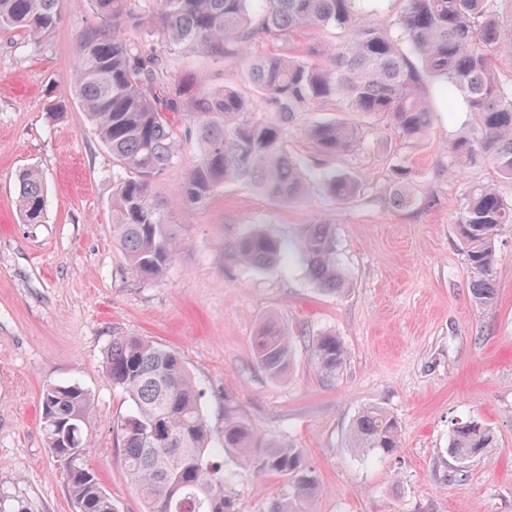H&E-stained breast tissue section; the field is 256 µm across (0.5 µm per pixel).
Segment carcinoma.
Wrapping results in <instances>:
<instances>
[{"mask_svg":"<svg viewBox=\"0 0 512 512\" xmlns=\"http://www.w3.org/2000/svg\"><path fill=\"white\" fill-rule=\"evenodd\" d=\"M91 2L96 22L79 37L71 95L118 168L112 180V237L138 273L162 276L180 249L153 184L180 161L183 150L196 152L180 190L183 205L195 209L228 182H242L276 203L297 201L306 180L288 148L296 133L320 156L355 155L365 148V131L349 122L297 123L300 114L318 107L360 112L386 122L399 138L417 141L430 128L434 103L445 99L448 111L470 116L468 132L450 146L448 165L486 162L512 181V79H501L495 63L499 53L512 51V40L504 42L501 20L486 9L487 0H404V10L389 23L380 20L384 0ZM58 3L0 0V29H24L37 44L57 26ZM127 27L159 32L170 50L184 47L241 62L253 97L226 85L206 88L188 76L176 77L166 53L120 35ZM308 28L338 30L347 38L327 57L316 50L299 55L290 45ZM268 38L280 41L282 52L253 53ZM415 182L408 168H392L395 206L415 204ZM360 189L351 175H332L324 183V190L344 203ZM45 199L41 173L23 171L17 206L24 223L43 222ZM504 224H512V205L499 190L470 186L456 228L475 274L474 297L485 305L493 300L497 236ZM299 250L322 290L335 292L344 285L334 225H307ZM282 253V243L260 230L235 245L236 256L257 267L274 264ZM251 347L268 375L276 378L288 369L292 342L276 322L260 325ZM345 354L337 337L317 338L314 361L321 374L336 376ZM105 370L131 402L112 429L143 512H234L224 474L211 464L217 448L202 391L179 352L142 337L116 336ZM91 410V395L78 384L51 383L42 390L48 448L73 451L59 457L72 499L83 512H111L112 500L80 464ZM350 441L368 454H391L400 444L399 423L381 407H366L353 422ZM222 447L235 449L247 464L289 477L288 497L271 512H301L318 493L301 450L261 440L230 402L224 407ZM448 448L459 460L481 457L494 448V435L477 422L459 423Z\"/></svg>","mask_w":512,"mask_h":512,"instance_id":"obj_1","label":"carcinoma"}]
</instances>
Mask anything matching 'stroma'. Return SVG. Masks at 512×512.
I'll list each match as a JSON object with an SVG mask.
<instances>
[{"label": "stroma", "instance_id": "35a3bbf8", "mask_svg": "<svg viewBox=\"0 0 512 512\" xmlns=\"http://www.w3.org/2000/svg\"><path fill=\"white\" fill-rule=\"evenodd\" d=\"M59 11L42 43L0 31V512H76L41 426L49 383L90 392L81 462L115 512H143L112 433L113 420L130 409L105 373L116 336L178 351L216 433L229 399L262 439L300 448L320 484L304 512H512V225L498 233L490 306L473 295L455 229L472 184H498L512 204V182L486 163L449 169L448 146L467 113L436 102L427 135L415 143L361 114L308 113L311 121L339 116L362 127L367 147L324 157L292 137L290 150L318 180L289 205L229 184L205 207L185 210L179 191L193 159L185 153L154 183L185 246L164 276L145 278L112 236V155L70 94L77 39L95 20L91 0H60ZM171 64L197 84L250 92L235 62L181 49ZM395 165L416 174L418 201L405 209L390 199ZM26 168L45 179L40 224L24 223L16 205V177ZM345 172L360 174L363 188L341 203L319 180ZM319 221L336 229L341 291L320 290L299 259L259 269L234 253L251 230L293 244ZM268 318L294 348L290 370L277 379L259 368L250 344ZM327 333L347 351L332 380L313 360L314 340ZM368 405L400 424L401 446L390 455L349 446L350 427ZM467 420L494 432L488 457L450 455L451 431ZM215 463L236 512H270L288 493L284 477L241 466L232 449Z\"/></svg>", "mask_w": 512, "mask_h": 512}]
</instances>
